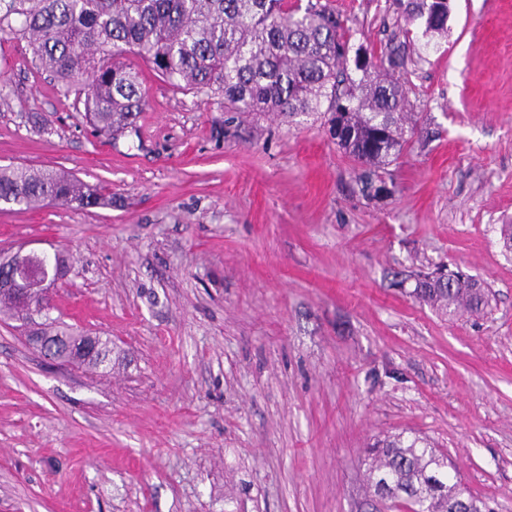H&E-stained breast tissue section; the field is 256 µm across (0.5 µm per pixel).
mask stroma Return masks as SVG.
Returning a JSON list of instances; mask_svg holds the SVG:
<instances>
[{"mask_svg":"<svg viewBox=\"0 0 512 512\" xmlns=\"http://www.w3.org/2000/svg\"><path fill=\"white\" fill-rule=\"evenodd\" d=\"M384 49L393 0H323ZM441 51L406 48L407 142L365 196L326 114L225 111L139 56L147 106L94 135L26 42L0 38V165L75 173L106 208L0 205V251L64 252L54 316L112 340L62 365L0 320V512H408L367 449L428 439L512 512V0H451ZM434 264L489 305L416 299Z\"/></svg>","mask_w":512,"mask_h":512,"instance_id":"1","label":"stroma"}]
</instances>
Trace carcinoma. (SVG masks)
<instances>
[{
	"instance_id": "carcinoma-1",
	"label": "carcinoma",
	"mask_w": 512,
	"mask_h": 512,
	"mask_svg": "<svg viewBox=\"0 0 512 512\" xmlns=\"http://www.w3.org/2000/svg\"><path fill=\"white\" fill-rule=\"evenodd\" d=\"M404 26L381 54L366 53L349 70L351 37L321 3L288 0H0V35L27 42L33 68L75 94L84 118L111 135L135 124L146 100L139 72L116 60L132 52L185 92L233 112L290 117L330 112L337 144L367 167L362 189L383 195V173L403 148L407 88L405 47L413 33L425 46L448 37L450 0H396ZM57 204L90 209L112 192L74 174L0 166V204ZM413 294L450 316L480 311L486 292L472 278L442 286L423 278ZM367 485L396 489L410 512H448V492L463 493L448 460L419 437L383 441L368 455Z\"/></svg>"
}]
</instances>
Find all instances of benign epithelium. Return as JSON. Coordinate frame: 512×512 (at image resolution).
Returning a JSON list of instances; mask_svg holds the SVG:
<instances>
[{"label":"benign epithelium","instance_id":"benign-epithelium-1","mask_svg":"<svg viewBox=\"0 0 512 512\" xmlns=\"http://www.w3.org/2000/svg\"><path fill=\"white\" fill-rule=\"evenodd\" d=\"M69 271L70 265L62 264L56 253L27 251L23 247L12 254L0 253V293H8L22 302L26 337L39 348L55 349L53 337L43 332V321L51 312L53 294ZM71 344L77 359L102 353L94 336H75Z\"/></svg>","mask_w":512,"mask_h":512}]
</instances>
